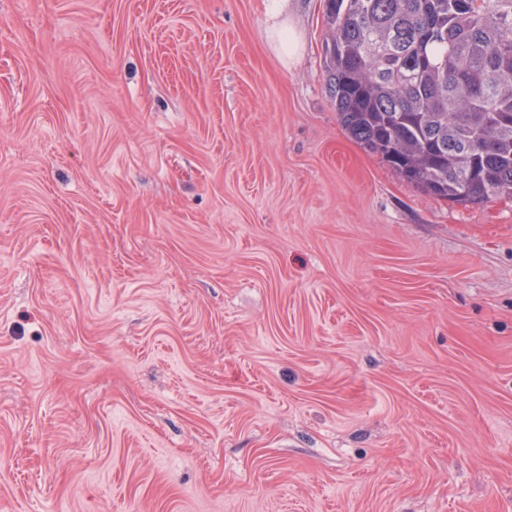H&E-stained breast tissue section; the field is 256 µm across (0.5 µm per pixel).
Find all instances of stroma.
I'll use <instances>...</instances> for the list:
<instances>
[{
    "label": "stroma",
    "mask_w": 512,
    "mask_h": 512,
    "mask_svg": "<svg viewBox=\"0 0 512 512\" xmlns=\"http://www.w3.org/2000/svg\"><path fill=\"white\" fill-rule=\"evenodd\" d=\"M327 10L0 0V512H512V198L347 137ZM268 39L281 61L288 66L300 55L301 44L296 32L286 19H276L268 28Z\"/></svg>",
    "instance_id": "obj_1"
}]
</instances>
